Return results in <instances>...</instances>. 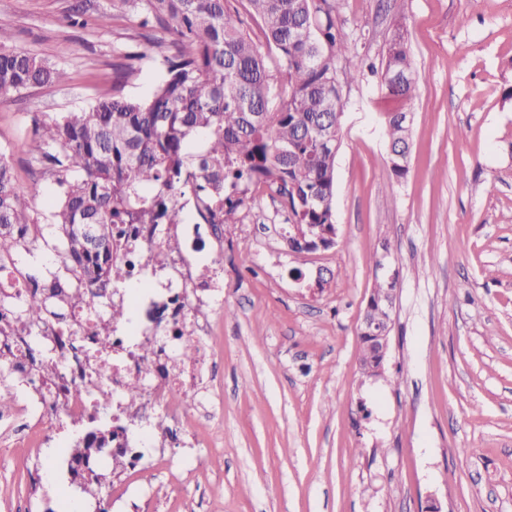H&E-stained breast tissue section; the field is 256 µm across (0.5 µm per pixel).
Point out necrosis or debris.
I'll list each match as a JSON object with an SVG mask.
<instances>
[{
	"label": "necrosis or debris",
	"instance_id": "necrosis-or-debris-1",
	"mask_svg": "<svg viewBox=\"0 0 512 512\" xmlns=\"http://www.w3.org/2000/svg\"><path fill=\"white\" fill-rule=\"evenodd\" d=\"M176 234L189 244V252L173 256L166 277L165 297L153 303L147 323L141 329L144 341L155 348L154 369L143 377L144 397L139 417L161 411L174 424H181L186 408L197 400L192 381L210 363L212 346L208 341L211 329V299L208 295L211 276L191 259L201 252L205 238L200 227H176ZM159 229L141 225L130 231L118 260L135 276L144 277L154 269V253ZM32 289L30 279L0 270V365L13 370L21 378L34 379L40 362L28 358V334L15 331V307L22 304ZM106 306L93 300L86 307L70 310L65 321L50 319L39 328L43 344L64 363L63 377L46 388L45 407L56 418L89 414V394L105 396L108 404H119L126 382L138 376L136 349L128 345L120 327L112 329L114 362L99 360L97 348ZM198 349L196 366L178 365L174 351L185 342ZM81 388L82 397L72 394Z\"/></svg>",
	"mask_w": 512,
	"mask_h": 512
}]
</instances>
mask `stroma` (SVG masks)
Returning <instances> with one entry per match:
<instances>
[{
  "instance_id": "stroma-1",
  "label": "stroma",
  "mask_w": 512,
  "mask_h": 512,
  "mask_svg": "<svg viewBox=\"0 0 512 512\" xmlns=\"http://www.w3.org/2000/svg\"><path fill=\"white\" fill-rule=\"evenodd\" d=\"M0 15L8 47L66 74L0 99V153L43 227L12 265L50 280L64 274L56 184L25 145L112 90L147 95L161 51L118 0H0ZM342 18L374 67L403 21L420 82L403 105L375 72L343 85L337 246L292 252L279 198L249 186L223 228L214 379L200 384L211 416L187 411L194 439L171 442L164 413L99 405L94 427L121 424L143 458L133 470L100 456L86 486L70 474L85 427L61 419L39 448L0 438V512H424L430 497L442 512H512V0H345ZM401 105L413 123L399 181L384 115ZM384 250L398 290L380 379L362 370L359 328ZM42 398L0 373V414L41 420Z\"/></svg>"
}]
</instances>
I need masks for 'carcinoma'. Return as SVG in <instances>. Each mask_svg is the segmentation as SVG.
I'll return each mask as SVG.
<instances>
[{
  "mask_svg": "<svg viewBox=\"0 0 512 512\" xmlns=\"http://www.w3.org/2000/svg\"><path fill=\"white\" fill-rule=\"evenodd\" d=\"M145 14L144 38L170 36L161 56L163 78L145 98L115 92L86 111L67 112L36 126L29 153L58 186L51 213L61 246L56 261L79 288L32 275L33 291L18 318L25 329L40 327L49 302L61 308L101 299L131 278L115 255L123 224H180L190 194L208 224H238L243 185L264 184L281 198L288 223L303 237H288L293 252L337 244L334 197L336 140L341 138L342 98L337 61L350 51L341 20L344 0H247L261 22L264 43L277 52L288 78V100L270 111L274 76L260 46L242 27L231 0H120ZM9 23L0 16V97L65 80L64 71L3 44ZM380 82L404 102L415 97L419 76L397 28ZM393 148L408 145L410 127L398 113L386 115ZM95 229L89 237L83 227ZM42 235L14 184L11 164L0 154V263ZM389 289L380 285L367 303L370 320L391 322ZM361 366L378 375L374 339L361 337ZM141 379L128 383L127 407L142 398ZM113 431L92 430L71 449L74 461Z\"/></svg>",
  "mask_w": 512,
  "mask_h": 512,
  "instance_id": "carcinoma-1",
  "label": "carcinoma"
}]
</instances>
